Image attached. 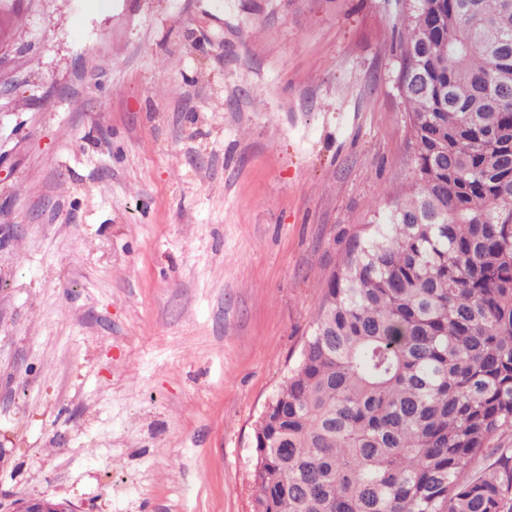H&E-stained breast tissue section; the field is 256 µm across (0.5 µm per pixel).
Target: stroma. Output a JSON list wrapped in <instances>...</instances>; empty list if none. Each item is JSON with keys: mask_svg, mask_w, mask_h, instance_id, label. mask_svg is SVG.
I'll return each mask as SVG.
<instances>
[{"mask_svg": "<svg viewBox=\"0 0 512 512\" xmlns=\"http://www.w3.org/2000/svg\"><path fill=\"white\" fill-rule=\"evenodd\" d=\"M395 0H0V512H249L353 231L409 190ZM10 512H78L69 502L53 504L45 498H28L14 501Z\"/></svg>", "mask_w": 512, "mask_h": 512, "instance_id": "stroma-1", "label": "stroma"}]
</instances>
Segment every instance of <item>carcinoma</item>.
<instances>
[{
  "label": "carcinoma",
  "instance_id": "1",
  "mask_svg": "<svg viewBox=\"0 0 512 512\" xmlns=\"http://www.w3.org/2000/svg\"><path fill=\"white\" fill-rule=\"evenodd\" d=\"M416 181L347 239L252 512H512V0H409Z\"/></svg>",
  "mask_w": 512,
  "mask_h": 512
}]
</instances>
